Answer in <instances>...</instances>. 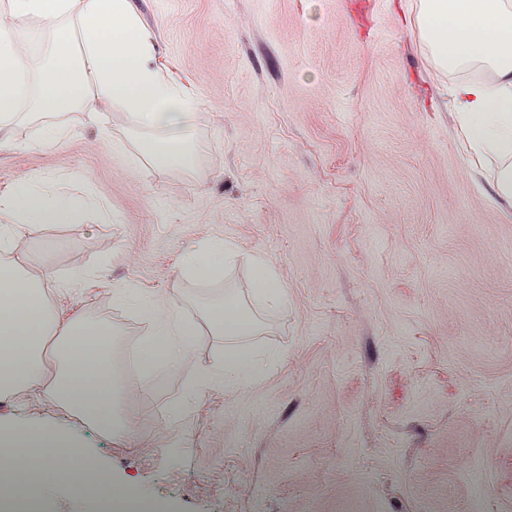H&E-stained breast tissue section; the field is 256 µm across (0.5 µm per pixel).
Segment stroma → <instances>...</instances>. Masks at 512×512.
<instances>
[{
	"label": "stroma",
	"mask_w": 512,
	"mask_h": 512,
	"mask_svg": "<svg viewBox=\"0 0 512 512\" xmlns=\"http://www.w3.org/2000/svg\"><path fill=\"white\" fill-rule=\"evenodd\" d=\"M157 59L197 99L196 163L154 165L124 112L43 120L0 144V195L69 178L102 205L28 224L10 262L38 259L59 314L109 320V357L148 334L136 287L188 319L225 288L183 269L216 240L266 254L288 290L249 343L264 373L196 394L224 358L201 331L173 372L127 382L138 424L113 438L51 401L0 397V424L49 421L155 512H512V207L492 202L454 134L444 88L393 0H134ZM187 401L182 421L167 418Z\"/></svg>",
	"instance_id": "stroma-1"
}]
</instances>
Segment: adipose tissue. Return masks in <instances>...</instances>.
<instances>
[{"mask_svg": "<svg viewBox=\"0 0 512 512\" xmlns=\"http://www.w3.org/2000/svg\"><path fill=\"white\" fill-rule=\"evenodd\" d=\"M398 7L405 21L414 23L434 68L456 76L447 88L448 107L471 166L488 173L498 200L512 204V0H398ZM20 17L40 18L43 27L17 32L12 21ZM41 42L51 43L54 59L36 68L28 49ZM100 102L128 113L132 125L144 133L139 148L152 163L192 167L195 100L157 64L155 38L133 0H7L0 14V139L10 137L24 116V104L52 118L39 140L45 147L72 135L71 127L54 122V115L79 107L90 116ZM18 181L17 193L0 196L1 213L34 224L71 219L78 205L72 193L61 188L47 200L30 176L20 175ZM247 261L260 275L257 294L263 308L287 305L288 292L280 288L270 260L254 252ZM121 296L140 303L151 326V337L140 346L145 367L178 368L203 324L224 338L226 348L223 363L197 373L195 390L254 376L256 356L247 340L259 334L261 323L245 314L236 290H226L223 303L203 312L196 324L182 317L179 297L144 304L133 288L122 290ZM112 335L109 322L53 314L43 279L29 277L13 263H0V397H49L102 431L124 437L131 420L124 389L110 368L99 371L98 378L109 381L105 388L82 370L87 351L107 357ZM50 341L60 370L49 380L43 352ZM0 438L13 440L17 448L14 461L0 465V487L11 506H28L36 487L61 478L73 502L83 501L92 488L108 496L111 476L54 425L0 424ZM62 454L74 461L63 474L55 466Z\"/></svg>", "mask_w": 512, "mask_h": 512, "instance_id": "ef3b65f1", "label": "adipose tissue"}]
</instances>
